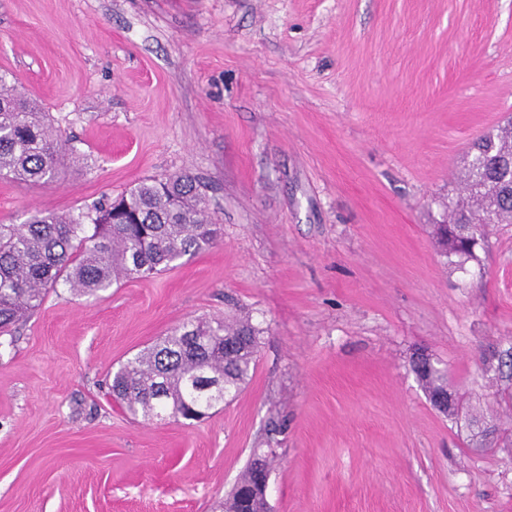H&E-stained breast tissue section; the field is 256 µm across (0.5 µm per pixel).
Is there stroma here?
Here are the masks:
<instances>
[{
  "instance_id": "1",
  "label": "stroma",
  "mask_w": 512,
  "mask_h": 512,
  "mask_svg": "<svg viewBox=\"0 0 512 512\" xmlns=\"http://www.w3.org/2000/svg\"><path fill=\"white\" fill-rule=\"evenodd\" d=\"M1 72L79 160L0 179V223L187 173L224 235L0 337V512H223L255 451L270 512H512V224L462 265L434 236L512 116V0H0ZM243 316L254 371L203 420L108 396L182 322ZM420 379L422 380L425 390L432 401L434 407H436L440 412L443 414L448 415V417H452L456 415L455 412H443L438 407L442 408L443 410H447L448 407L455 406V399L454 396L448 391V385L447 382L444 379V376L440 373L438 369H431L428 373L419 374ZM447 387L448 394H442L437 397H435L438 394L444 393L445 388ZM435 397L436 406L433 402V399Z\"/></svg>"
}]
</instances>
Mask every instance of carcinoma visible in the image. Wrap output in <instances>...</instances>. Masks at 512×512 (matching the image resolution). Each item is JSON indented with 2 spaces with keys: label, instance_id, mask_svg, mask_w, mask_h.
<instances>
[{
  "label": "carcinoma",
  "instance_id": "carcinoma-1",
  "mask_svg": "<svg viewBox=\"0 0 512 512\" xmlns=\"http://www.w3.org/2000/svg\"><path fill=\"white\" fill-rule=\"evenodd\" d=\"M75 155L53 134L36 101L0 74V176L49 185ZM466 197L448 200V222L437 225L444 254L477 259L490 224H512V118L476 140L464 170ZM223 234L207 219L195 181L186 174L151 179L86 216L36 210L23 224H0V336L38 308L59 284L76 295L105 292L123 280L176 267ZM260 329L249 319L190 320L115 372L109 394L133 418L163 413L198 420L212 409L206 385L224 394L241 389L255 367ZM429 398L445 392L437 369L420 375ZM252 456L224 512H268L259 495L242 499L258 481Z\"/></svg>",
  "mask_w": 512,
  "mask_h": 512
}]
</instances>
